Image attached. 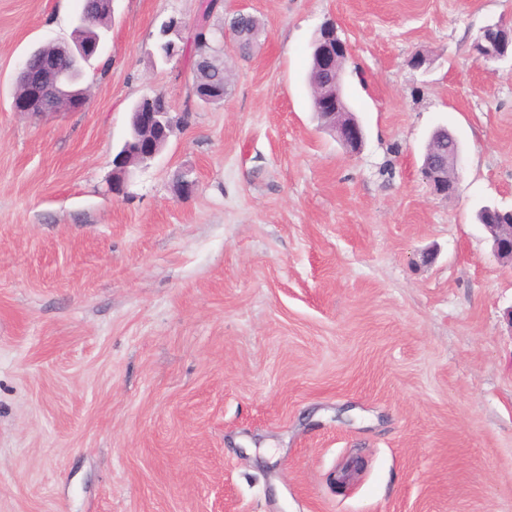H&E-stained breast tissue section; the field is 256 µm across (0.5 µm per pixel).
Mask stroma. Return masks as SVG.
<instances>
[{
    "mask_svg": "<svg viewBox=\"0 0 512 512\" xmlns=\"http://www.w3.org/2000/svg\"><path fill=\"white\" fill-rule=\"evenodd\" d=\"M200 2L112 0L86 107L31 117L20 65L82 0H0V512H512V271L474 219L512 208V59L472 50L512 0H223L260 35L220 104L157 52ZM327 23L353 156L312 109ZM159 91L185 122L113 193ZM439 127L448 200L420 175ZM334 42V47H331L330 42ZM315 58L318 67L321 71L336 74V86L340 88L343 86V73L340 65L343 58L348 55L347 44L341 40L333 26H325L320 30L318 38L314 43ZM320 70H317L312 62V67L309 65L308 80L312 86L318 85L323 80V75Z\"/></svg>",
    "mask_w": 512,
    "mask_h": 512,
    "instance_id": "stroma-1",
    "label": "stroma"
}]
</instances>
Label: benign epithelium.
Wrapping results in <instances>:
<instances>
[{"instance_id":"benign-epithelium-1","label":"benign epithelium","mask_w":512,"mask_h":512,"mask_svg":"<svg viewBox=\"0 0 512 512\" xmlns=\"http://www.w3.org/2000/svg\"><path fill=\"white\" fill-rule=\"evenodd\" d=\"M505 33L506 30L499 25L485 28L476 43L477 59L501 58L499 44ZM314 47L319 69L336 75V86H342L341 61L348 55L347 44L337 35L334 27L327 25L320 30ZM62 99L67 100L72 111H81L87 104L86 92L71 88L63 72V54L58 47H40L25 58L19 69L12 109L21 114L39 116L48 113ZM343 104L340 92L328 84L315 93V111L325 120L339 117L332 125L336 139L346 152L356 154L362 147L364 131L351 113L340 112ZM169 116V112L137 113L139 133L115 158L120 172H125L127 167L137 161L146 162L157 155L175 131ZM420 172L436 195L446 198L456 194L457 179L448 175L445 159L427 153ZM484 228L497 260L512 270V224H486Z\"/></svg>"}]
</instances>
